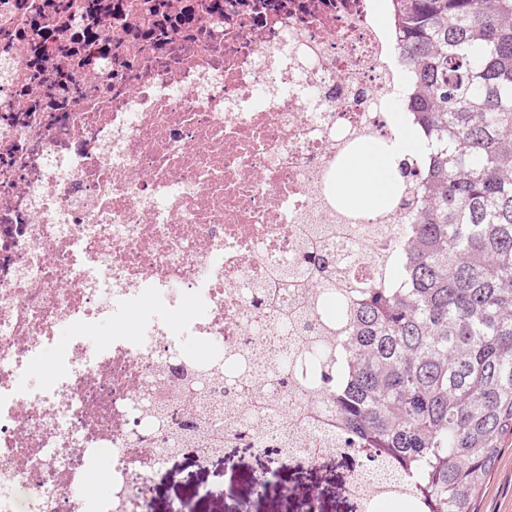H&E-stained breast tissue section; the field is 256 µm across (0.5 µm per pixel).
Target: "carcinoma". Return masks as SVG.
Returning a JSON list of instances; mask_svg holds the SVG:
<instances>
[{
	"mask_svg": "<svg viewBox=\"0 0 512 512\" xmlns=\"http://www.w3.org/2000/svg\"><path fill=\"white\" fill-rule=\"evenodd\" d=\"M400 110L419 134L402 179L395 252L373 280L338 286L345 256L321 233L289 268L309 306L281 313L299 348L269 358L263 412L299 379L314 426L336 432L358 468L409 473L424 512H473L512 438V0H394ZM257 306L272 288H248ZM246 354L224 369L233 389ZM241 444L259 443L240 410Z\"/></svg>",
	"mask_w": 512,
	"mask_h": 512,
	"instance_id": "cac0c4a2",
	"label": "carcinoma"
}]
</instances>
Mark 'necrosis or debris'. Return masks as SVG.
Returning a JSON list of instances; mask_svg holds the SVG:
<instances>
[{"mask_svg":"<svg viewBox=\"0 0 512 512\" xmlns=\"http://www.w3.org/2000/svg\"><path fill=\"white\" fill-rule=\"evenodd\" d=\"M390 0H0V512H142L168 451L135 409L224 425L198 368L287 350L272 282L323 224L369 275L396 231L342 223L337 158L393 139ZM106 473L111 485L96 484Z\"/></svg>","mask_w":512,"mask_h":512,"instance_id":"obj_1","label":"necrosis or debris"}]
</instances>
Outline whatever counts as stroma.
<instances>
[{
  "mask_svg": "<svg viewBox=\"0 0 512 512\" xmlns=\"http://www.w3.org/2000/svg\"><path fill=\"white\" fill-rule=\"evenodd\" d=\"M348 466L328 456L312 465L298 459L268 473L265 459L236 454L232 461L195 463L179 457L153 479L155 512H353ZM477 512H512V438L506 439L476 503Z\"/></svg>",
  "mask_w": 512,
  "mask_h": 512,
  "instance_id": "35a3bbf8",
  "label": "stroma"
}]
</instances>
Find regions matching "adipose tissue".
Here are the masks:
<instances>
[{"label":"adipose tissue","instance_id":"1","mask_svg":"<svg viewBox=\"0 0 512 512\" xmlns=\"http://www.w3.org/2000/svg\"><path fill=\"white\" fill-rule=\"evenodd\" d=\"M417 140L412 130L400 129L391 150L364 141L345 154L336 169V193L356 212L378 214L397 179L396 157L414 153Z\"/></svg>","mask_w":512,"mask_h":512}]
</instances>
